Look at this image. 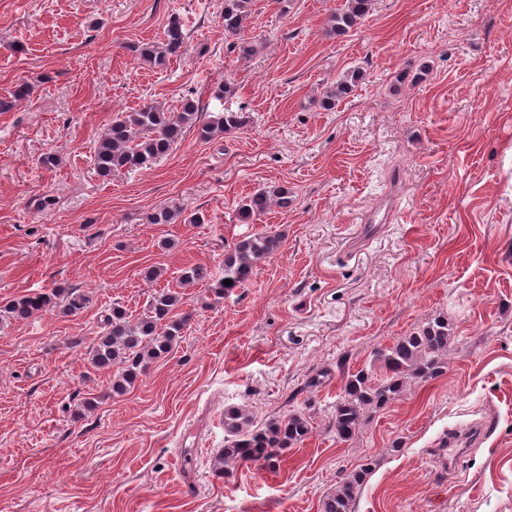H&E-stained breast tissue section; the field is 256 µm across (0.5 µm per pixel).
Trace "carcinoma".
I'll return each instance as SVG.
<instances>
[{
	"instance_id": "1",
	"label": "carcinoma",
	"mask_w": 512,
	"mask_h": 512,
	"mask_svg": "<svg viewBox=\"0 0 512 512\" xmlns=\"http://www.w3.org/2000/svg\"><path fill=\"white\" fill-rule=\"evenodd\" d=\"M255 0H224V34L231 38L230 50L247 59L257 54L258 44L243 35L245 21L254 12ZM374 0H344L328 16L327 33L342 36L359 26L369 15ZM187 32L180 17H170L164 38L133 47L135 55L156 68H166L186 52ZM363 73L354 68L340 76L323 91L319 108L330 111L362 80ZM33 86L21 81L10 97L0 100V112H8L28 100ZM249 116L228 108L202 119V110L192 98H184L175 112L145 103L123 112L108 124L94 151L98 176L110 178L122 170L141 169L166 156L189 128L203 141L221 139L247 126ZM292 203L291 192L284 186H268L245 196L238 205V219L254 224L273 206L286 208ZM282 240L276 234L258 232L225 248L219 276L204 266L184 270V284L209 283L208 291L219 301L242 287L258 263L276 252ZM232 284L226 285L224 281ZM187 303L183 292L172 288L155 290L144 314L137 320L127 317L117 304L104 316L100 336L89 351L88 362L98 370L115 369L112 392L122 394L146 373L150 363L169 352L182 336L190 314L177 310ZM91 297L77 288H53L36 291L0 304V324L28 320L48 310L74 315L90 307ZM450 333L448 319L435 318L417 333L403 336L393 346L377 350L373 358L381 364V378L363 369L347 375L341 396L336 401L332 428L341 441L351 439L359 430L362 417L369 410L385 407L412 379L426 381L440 376L446 367ZM311 431L310 421L302 411H292L262 425L254 424L253 412L245 406L224 409L226 441L215 458L214 472L228 475L239 463H253L262 469L275 467L280 451L303 442ZM370 467L360 468L339 482L327 495L322 512H353L357 494Z\"/></svg>"
}]
</instances>
